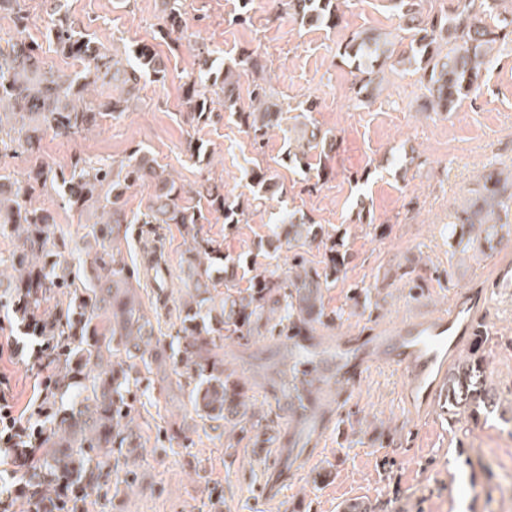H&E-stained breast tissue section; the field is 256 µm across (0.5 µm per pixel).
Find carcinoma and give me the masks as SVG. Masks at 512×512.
Returning a JSON list of instances; mask_svg holds the SVG:
<instances>
[{
	"instance_id": "cac0c4a2",
	"label": "carcinoma",
	"mask_w": 512,
	"mask_h": 512,
	"mask_svg": "<svg viewBox=\"0 0 512 512\" xmlns=\"http://www.w3.org/2000/svg\"><path fill=\"white\" fill-rule=\"evenodd\" d=\"M289 9L311 26L334 27L339 21L336 0H285ZM406 20L408 43L371 33L354 36L338 54L363 75L361 88L387 60L399 54L420 74L431 112L452 111L478 83L492 63V45L512 35V17H500L499 0H455L450 12L422 15L416 0H390ZM55 20L50 39L56 52L80 63L67 73L48 64L41 47L28 40L29 13L21 0H0V12L14 14L16 36L0 44V158L29 164L24 178L0 172V236L12 241L8 257L0 256V333L34 336L44 357L34 367L44 376L38 399L21 424L22 434L6 445L7 462L25 490L27 512H91L129 483L133 471L124 467L118 449L139 447L136 404L143 381L153 370L176 376L178 389L200 420L212 430H229L236 443L257 445L269 424L255 411L251 389L238 370L224 360V340L249 343L264 336L292 340L308 336L317 324L333 323L342 313L327 310L323 288L345 272L351 260L343 242L321 224L290 212L267 246L292 252L288 273L252 259L246 267L247 287L228 270L240 261L224 254L222 244L203 233L210 216H224L225 228L242 222L250 203L224 193V185L202 183L195 193L205 203H189L184 188L155 158L137 147L122 160L89 162L75 158L69 170L46 166L38 151L43 131L73 138L103 128L127 110L123 91L140 81L165 78L167 61L152 47L135 45L119 58L102 43L77 30L62 14L64 0H42ZM160 37L186 27L180 0H162ZM192 66L184 83L187 119L205 125L221 117L215 98L232 110L238 98L234 71L224 58L205 48L191 49ZM237 66L255 75L249 90L252 110L237 112L239 123L256 144L281 127L283 112L266 82L268 59L258 50L244 51ZM109 84L116 94L106 102L86 101L97 85ZM306 144L288 148V166L321 178L327 165V137L308 120ZM259 190L273 197L280 186L260 170L253 173ZM51 188L78 217L92 216L82 246L72 249L56 236L53 215L33 199ZM148 190L145 208L129 212L124 197L133 188ZM512 209V178H484L481 202L447 225L458 244H492L497 225ZM132 224H179L191 237L183 265L187 298L178 305L179 325L165 334L157 327L160 310L169 303L167 262L162 250H144L140 267H129L119 245ZM318 242L325 249L321 268H306L304 247ZM145 277L155 285L154 303L146 307L133 281ZM487 337L473 333L469 351L448 372V414L477 418L495 411L485 363ZM288 373V405L308 410Z\"/></svg>"
}]
</instances>
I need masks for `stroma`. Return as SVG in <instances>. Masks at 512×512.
I'll return each instance as SVG.
<instances>
[{
  "label": "stroma",
  "instance_id": "obj_1",
  "mask_svg": "<svg viewBox=\"0 0 512 512\" xmlns=\"http://www.w3.org/2000/svg\"><path fill=\"white\" fill-rule=\"evenodd\" d=\"M238 5L239 0H184L188 39L162 40L156 36L162 0H66V14L79 29L119 48L154 46L167 58L168 73L165 81L147 83L129 112L108 121L103 131L77 138L46 133L44 162L60 170L78 155L119 160L139 146L185 190L208 179L223 182L230 194L251 199V213L230 231L223 216L213 214L203 231L234 256L254 255L270 226L291 211L342 235L352 259L325 290L324 301L343 317L317 326L321 336H352L412 314H431L461 292L483 290L489 297L482 321L485 354L497 413L454 420L436 410L429 421H419L402 400L403 379L384 365L368 366L351 381L343 403L330 405L332 424L318 456L279 497L268 498L264 490L274 450L286 441L283 432H276L265 454L240 446L225 455V436L203 425L186 397L171 399L154 387L139 407L136 480L97 504L95 512H292L301 500L309 502V512H339L355 498L376 505L377 512H506L501 489L512 477V288L500 287L488 266L512 252V234L478 252L458 247L443 228L475 200L483 173L512 172V41L495 44V62L484 71L480 89L446 115L423 110L427 91L415 75L389 65L362 91L339 57L338 46L356 32L389 38L401 33L404 21L388 0H340L342 20L333 28L304 25L275 0H252L250 23L228 24ZM192 45L214 49L229 65L241 50L265 52L269 83L282 104L316 100L313 117L336 143L327 177L314 185L284 164L288 131L271 132L258 151L231 114L190 126L182 102ZM190 138L210 151V166L186 155ZM258 168L282 184L283 195H260L252 180ZM148 237L161 243L169 290L179 293L189 236L178 224L131 225L121 243L128 264L140 262ZM408 270L424 278L421 293L410 294L402 277ZM356 286L375 290L378 310L353 303ZM32 351L21 339L0 336V395L18 418L29 414L39 391ZM224 358L254 384L266 420L279 421L272 383L288 363L277 340L228 343ZM174 421L188 425L186 445L156 450L157 430Z\"/></svg>",
  "mask_w": 512,
  "mask_h": 512
}]
</instances>
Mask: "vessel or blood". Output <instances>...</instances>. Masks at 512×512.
<instances>
[{
    "label": "vessel or blood",
    "mask_w": 512,
    "mask_h": 512,
    "mask_svg": "<svg viewBox=\"0 0 512 512\" xmlns=\"http://www.w3.org/2000/svg\"><path fill=\"white\" fill-rule=\"evenodd\" d=\"M487 298L480 292L457 295L434 316H413L400 324L368 336H333L330 343L310 348L299 364L300 381L314 372L349 378L353 369L377 361L404 379L405 405L419 419L427 418L428 408L446 402L448 363L463 347L474 322L483 315ZM311 448H280L275 452L276 473L280 479L299 472L314 456Z\"/></svg>",
    "instance_id": "vessel-or-blood-1"
}]
</instances>
